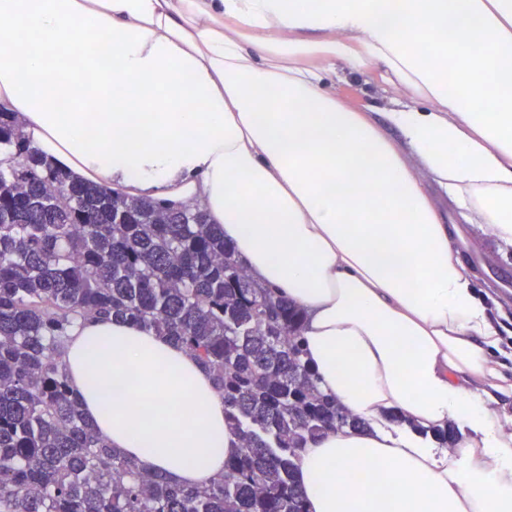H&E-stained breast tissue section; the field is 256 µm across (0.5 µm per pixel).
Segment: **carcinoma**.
Listing matches in <instances>:
<instances>
[{
	"label": "carcinoma",
	"instance_id": "obj_1",
	"mask_svg": "<svg viewBox=\"0 0 512 512\" xmlns=\"http://www.w3.org/2000/svg\"><path fill=\"white\" fill-rule=\"evenodd\" d=\"M0 146V512H305L302 448L367 423L319 390L300 311L202 210L73 181L8 112ZM109 316L185 347L224 391L240 450L212 485L139 471L85 418L61 354L78 320Z\"/></svg>",
	"mask_w": 512,
	"mask_h": 512
}]
</instances>
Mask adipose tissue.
Wrapping results in <instances>:
<instances>
[{"label":"adipose tissue","instance_id":"adipose-tissue-1","mask_svg":"<svg viewBox=\"0 0 512 512\" xmlns=\"http://www.w3.org/2000/svg\"><path fill=\"white\" fill-rule=\"evenodd\" d=\"M0 112L75 180L202 205L302 311L320 390L370 423L302 449L308 512H512L503 332L437 203L512 248V0H0ZM62 360L141 470L204 487L236 454L185 348L98 318ZM350 84H336V90L355 104L378 99L381 92L372 84H365L360 77L349 78Z\"/></svg>","mask_w":512,"mask_h":512}]
</instances>
